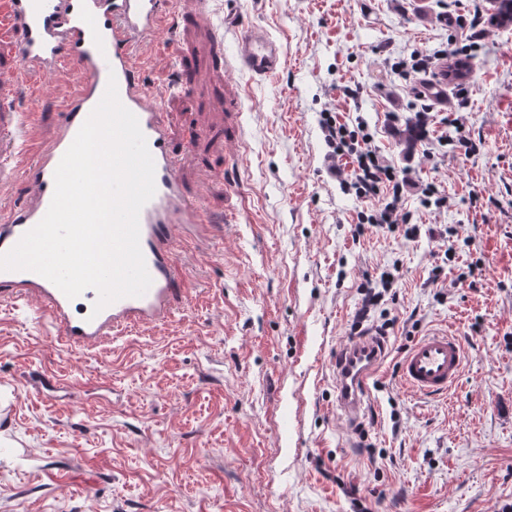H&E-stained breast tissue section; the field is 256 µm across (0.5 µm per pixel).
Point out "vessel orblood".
Instances as JSON below:
<instances>
[{
    "mask_svg": "<svg viewBox=\"0 0 512 512\" xmlns=\"http://www.w3.org/2000/svg\"><path fill=\"white\" fill-rule=\"evenodd\" d=\"M170 10V0H0V254L45 216L55 170L108 82H116L120 101L137 117L155 164L156 192L139 215L140 247L152 278L143 296L120 299L97 312L95 290L71 299L37 273L0 271V300H35L51 318L58 339L70 346H94L135 328L167 323L186 294L178 246L211 221L169 149L170 128L161 104L165 90L148 91L140 78V49L166 24ZM236 34L237 62L251 76L269 77L283 66L279 45L263 27L240 26ZM68 65L80 73L78 87L62 105L56 137L32 148L27 115L11 102L25 76ZM17 177L30 189L20 202L6 196ZM385 356L386 346L377 340L337 351L332 363L337 400L351 421H358ZM463 365L458 338L433 333L406 349L398 372L414 391L440 397L458 382Z\"/></svg>",
    "mask_w": 512,
    "mask_h": 512,
    "instance_id": "vessel-or-blood-1",
    "label": "vessel or blood"
}]
</instances>
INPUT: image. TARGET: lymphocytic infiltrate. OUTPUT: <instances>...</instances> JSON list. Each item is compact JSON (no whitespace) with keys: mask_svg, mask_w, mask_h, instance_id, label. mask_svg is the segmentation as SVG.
Masks as SVG:
<instances>
[{"mask_svg":"<svg viewBox=\"0 0 512 512\" xmlns=\"http://www.w3.org/2000/svg\"><path fill=\"white\" fill-rule=\"evenodd\" d=\"M457 32L445 46L433 50H415L393 64L394 72L405 81L409 90L422 103L415 115L412 130L416 141L427 138L431 104L426 103L427 91L441 63L468 60V50L477 38L488 32L482 12L455 19ZM320 127L328 147L330 170L337 174L345 194L355 196L365 207L357 214L358 224H372L389 230H402L405 237L415 238L417 225L403 203L409 192H416L425 208L444 209L448 198L433 185L419 186L411 170L400 171L376 149L374 135L362 116L339 117L328 110L320 115Z\"/></svg>","mask_w":512,"mask_h":512,"instance_id":"1","label":"lymphocytic infiltrate"}]
</instances>
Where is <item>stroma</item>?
<instances>
[{"mask_svg":"<svg viewBox=\"0 0 512 512\" xmlns=\"http://www.w3.org/2000/svg\"><path fill=\"white\" fill-rule=\"evenodd\" d=\"M497 0H178L141 76L172 88L169 148L217 221L180 254L189 288L171 322L93 348L55 341L32 300L0 303V512H505L512 506V29L471 51L465 154L433 118L409 146L416 100L398 57L436 49L446 17ZM263 26L283 68L236 61L226 12ZM221 67H214L216 57ZM188 87L178 88L182 72ZM75 69L33 74L15 105L30 137L55 136ZM352 95H345V88ZM360 113L396 167L451 207L408 200L413 223L452 228L460 258L428 236L355 234L361 205L328 170L325 109ZM484 262L471 280L465 254ZM395 270L365 321H392L389 356L359 423L336 402L331 358L353 344L365 277ZM449 330L466 351L448 396L415 394L397 365Z\"/></svg>","mask_w":512,"mask_h":512,"instance_id":"35a3bbf8","label":"stroma"}]
</instances>
